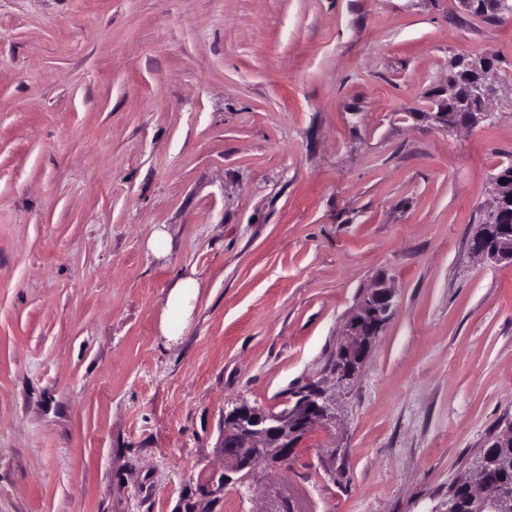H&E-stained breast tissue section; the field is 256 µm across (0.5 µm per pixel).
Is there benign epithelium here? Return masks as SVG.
I'll list each match as a JSON object with an SVG mask.
<instances>
[{"instance_id": "obj_1", "label": "benign epithelium", "mask_w": 512, "mask_h": 512, "mask_svg": "<svg viewBox=\"0 0 512 512\" xmlns=\"http://www.w3.org/2000/svg\"><path fill=\"white\" fill-rule=\"evenodd\" d=\"M492 59L476 55L456 58L448 67L447 111L429 112V121L445 128L472 127L495 119L493 106L512 108V84L492 77ZM491 201L472 234L470 249L482 259L512 266V161L499 165L490 180ZM393 313V293L380 281L367 292L355 315L345 326L340 347L352 359L363 360L366 353L364 327ZM336 426V402L322 390L302 395L290 411L266 412L246 403L224 414L222 449L224 472L218 481H209L206 490L235 485L241 496L259 498L263 512H276L277 504L288 500L304 510L301 497L293 490L264 480L273 470H288L295 462L300 442L315 429ZM472 493L481 512H512V499L497 495L480 466L472 468Z\"/></svg>"}]
</instances>
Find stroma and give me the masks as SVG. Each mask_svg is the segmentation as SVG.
I'll return each mask as SVG.
<instances>
[{
  "label": "stroma",
  "instance_id": "35a3bbf8",
  "mask_svg": "<svg viewBox=\"0 0 512 512\" xmlns=\"http://www.w3.org/2000/svg\"><path fill=\"white\" fill-rule=\"evenodd\" d=\"M476 54L512 82V19L459 0H0V512H258L203 491L225 410L331 388L381 279L335 435L269 478L446 512L512 424V266L469 249L512 111L423 118ZM198 284L193 278L180 279L173 287V292L168 299L169 315L178 314L183 317L190 308V302L195 296ZM393 293L385 282H378L367 292L357 307L355 315L348 321L339 346L352 359L361 363L366 353L365 336H375L378 332L373 323L364 327L373 319L382 321L383 316L391 317L393 313Z\"/></svg>",
  "mask_w": 512,
  "mask_h": 512
}]
</instances>
